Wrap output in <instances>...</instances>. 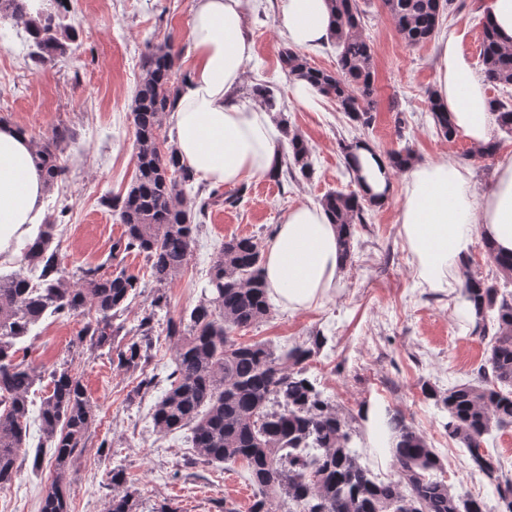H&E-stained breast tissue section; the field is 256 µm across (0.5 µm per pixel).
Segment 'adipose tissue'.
Instances as JSON below:
<instances>
[{
	"label": "adipose tissue",
	"mask_w": 512,
	"mask_h": 512,
	"mask_svg": "<svg viewBox=\"0 0 512 512\" xmlns=\"http://www.w3.org/2000/svg\"><path fill=\"white\" fill-rule=\"evenodd\" d=\"M279 26L292 47L328 41V0H278ZM245 0H197L189 22L190 71L172 111L183 163L214 185L234 186L267 173L275 160V133L265 112L239 100L254 43L246 30ZM456 32L437 45L436 91L459 135L477 149L498 129L485 84L460 47ZM45 184L32 145L0 126V256L16 254L40 216ZM404 241L421 286L442 291L459 270L474 230L502 253L512 252V153L499 157L492 189L478 193L456 161L414 166L399 214ZM269 291L291 310L327 297L342 277L337 230L322 206L301 204L277 224L264 253Z\"/></svg>",
	"instance_id": "1"
}]
</instances>
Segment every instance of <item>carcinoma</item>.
Instances as JSON below:
<instances>
[{"label":"carcinoma","mask_w":512,"mask_h":512,"mask_svg":"<svg viewBox=\"0 0 512 512\" xmlns=\"http://www.w3.org/2000/svg\"><path fill=\"white\" fill-rule=\"evenodd\" d=\"M330 40L336 46L337 67L331 72L311 66L298 51L281 53L283 69L292 81L309 83L320 95L336 101L348 119L369 126L373 115L374 55L361 32L364 11L359 0H330ZM451 0H382L395 31L411 48L431 40ZM68 12L64 0H0V42L5 27L30 47L27 57L36 68L66 54L77 29L58 22ZM182 50L164 43L142 63L132 110L135 129L136 174L126 194L106 198L123 234L112 242V256H144L159 292L138 324L126 328L120 317L138 277L122 268L103 276L95 267L69 273L53 243L65 211L47 217L36 238L22 248L21 262L28 274L0 275V488L17 478L20 453L27 447L30 390L43 376L25 359H17V344L45 317L58 319L91 315L77 336L78 344L102 351L117 367L134 373L143 369L153 348L159 313L167 308L161 292L187 266L194 237L210 207L236 200L219 189L200 197L194 190L195 173L176 150L161 140L163 117L177 100ZM481 56L488 82L512 85V46L500 44L487 21H482ZM251 95L266 111L276 110L273 90L256 84ZM498 126L512 132V103L490 100ZM428 112L437 131L448 139L454 130L448 111L430 95ZM276 125L288 151L277 158L270 177L299 172L307 181L315 174L308 143L290 132L287 121ZM75 141L66 126L34 145L33 158L47 186L63 179L67 167L62 155ZM369 144L342 145L348 172L361 169L357 151ZM388 169L406 171L414 162L412 148L385 153ZM333 223L339 225L340 250L345 262L353 255L356 225L363 223L364 207L374 205L368 192L332 191L320 199ZM503 283H488L464 275L461 299L474 316L471 334L487 341L486 363L474 383L453 386L439 396L448 410V436L468 450L474 466L494 487L496 505L484 498L454 493L437 475L438 456L426 437L409 426L401 411L386 408L377 426L393 444L397 478L379 479L360 463L353 445V418L341 414L306 376L308 361L327 342L319 334L284 353L262 343L237 342L233 333L268 318L272 304L263 275L264 256L251 237L232 238L212 262L201 300L179 321L167 319V334L175 339L169 387L152 407L155 428L169 433L190 432L192 453L184 467L243 462L256 488L250 512H512V480L499 475L492 458L478 452L493 428L512 424V255L502 256L483 243ZM77 282H70V277ZM51 388L39 408L41 446L53 449V478L40 500V512H71L69 467L86 446L94 422L93 404L81 376L63 362L48 374ZM112 494L103 512H176L172 508L145 510L143 501L127 485L123 468H112Z\"/></svg>","instance_id":"1"}]
</instances>
